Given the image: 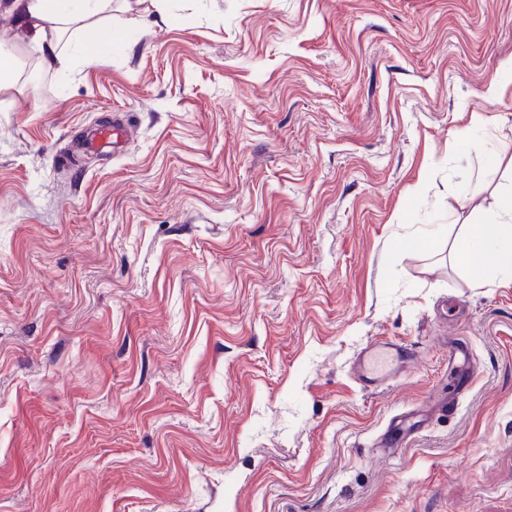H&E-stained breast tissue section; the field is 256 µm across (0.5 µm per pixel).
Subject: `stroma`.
Masks as SVG:
<instances>
[{
	"label": "stroma",
	"instance_id": "1",
	"mask_svg": "<svg viewBox=\"0 0 512 512\" xmlns=\"http://www.w3.org/2000/svg\"><path fill=\"white\" fill-rule=\"evenodd\" d=\"M165 10L0 90V512H512V286L448 255L512 188V0ZM128 141V133L124 125L113 122L112 126L96 127L85 140L89 149H109L113 153L123 148ZM418 351L405 344H374L359 357L355 376L363 388L390 382L396 376L397 366L417 359ZM467 360L468 349L464 345L452 348L448 352V363L452 365L455 364L456 368H461L462 373L458 371L457 374V386L458 390L463 388L462 391L466 390L472 383L471 374L466 367ZM439 410L440 409L434 410V408H431L426 414H419L422 419L416 422H412L411 420L413 415L396 420L391 428L388 438L384 440L385 447L383 450L392 452V448H398L401 446L413 433H416L419 429L425 426L433 412L436 413Z\"/></svg>",
	"mask_w": 512,
	"mask_h": 512
}]
</instances>
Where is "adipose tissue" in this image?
Wrapping results in <instances>:
<instances>
[{
  "mask_svg": "<svg viewBox=\"0 0 512 512\" xmlns=\"http://www.w3.org/2000/svg\"><path fill=\"white\" fill-rule=\"evenodd\" d=\"M129 0H12L6 14L14 25L29 34L31 42L48 65L66 66L64 47L89 27L111 19L114 6ZM454 260L472 285L487 278L512 285V190L501 193L494 211L477 230L460 238Z\"/></svg>",
  "mask_w": 512,
  "mask_h": 512,
  "instance_id": "ef3b65f1",
  "label": "adipose tissue"
}]
</instances>
